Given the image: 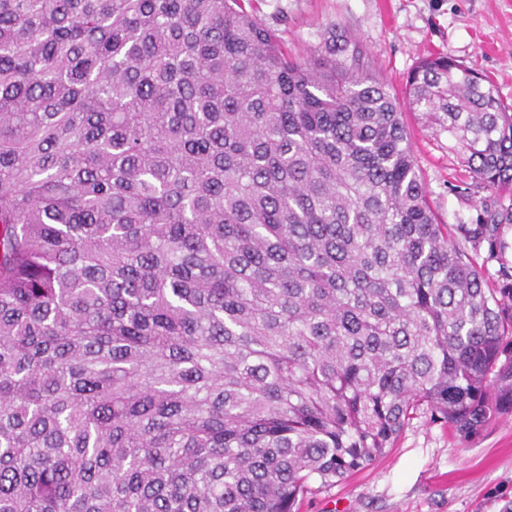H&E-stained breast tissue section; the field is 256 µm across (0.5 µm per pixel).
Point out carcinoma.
<instances>
[{"label": "carcinoma", "instance_id": "1", "mask_svg": "<svg viewBox=\"0 0 512 512\" xmlns=\"http://www.w3.org/2000/svg\"><path fill=\"white\" fill-rule=\"evenodd\" d=\"M406 94L474 222L356 46L292 57L251 0H0V512H296L421 408L512 411V113L444 55Z\"/></svg>", "mask_w": 512, "mask_h": 512}]
</instances>
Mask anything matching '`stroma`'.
<instances>
[{
	"label": "stroma",
	"instance_id": "35a3bbf8",
	"mask_svg": "<svg viewBox=\"0 0 512 512\" xmlns=\"http://www.w3.org/2000/svg\"><path fill=\"white\" fill-rule=\"evenodd\" d=\"M252 7L296 57L335 35L356 41L397 98L423 57L443 54L486 75L512 109V0H253ZM405 119L439 223L476 218L486 193L447 133L413 112ZM300 512H512V413L467 437L416 414L394 448L307 495Z\"/></svg>",
	"mask_w": 512,
	"mask_h": 512
}]
</instances>
